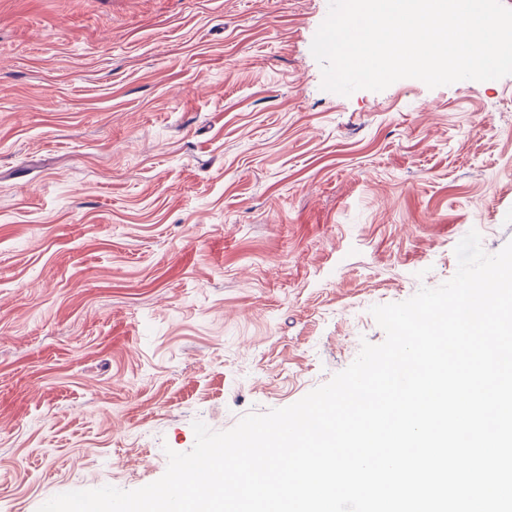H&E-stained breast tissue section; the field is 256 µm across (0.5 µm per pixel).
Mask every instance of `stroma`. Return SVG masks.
Listing matches in <instances>:
<instances>
[{"mask_svg":"<svg viewBox=\"0 0 512 512\" xmlns=\"http://www.w3.org/2000/svg\"><path fill=\"white\" fill-rule=\"evenodd\" d=\"M329 0H0V512L163 476L512 241V75L343 96Z\"/></svg>","mask_w":512,"mask_h":512,"instance_id":"stroma-1","label":"stroma"}]
</instances>
